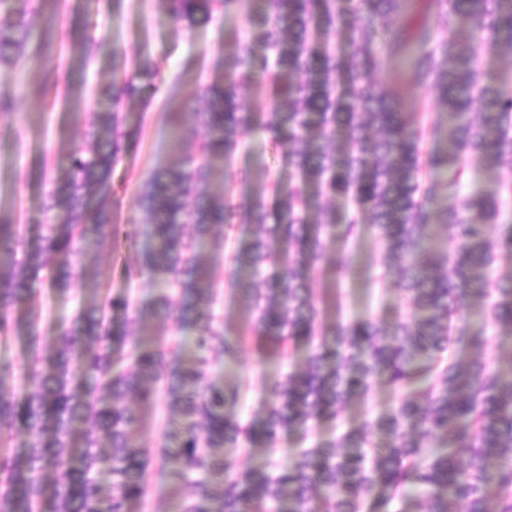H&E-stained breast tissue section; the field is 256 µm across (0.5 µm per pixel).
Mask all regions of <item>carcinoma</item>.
I'll return each mask as SVG.
<instances>
[{
	"label": "carcinoma",
	"mask_w": 512,
	"mask_h": 512,
	"mask_svg": "<svg viewBox=\"0 0 512 512\" xmlns=\"http://www.w3.org/2000/svg\"><path fill=\"white\" fill-rule=\"evenodd\" d=\"M425 4L429 22L414 20L415 0H261L248 14L224 85L209 88L195 113L203 141L140 186L148 244L125 276L149 278L148 306L104 293L98 273L71 260L108 240L137 249L135 233L112 223V175L133 142L123 113H94L35 235L0 224V344L25 346L12 384L0 369V512H136L153 463L137 433L159 406L172 512H512V375L454 355L482 344L469 331L473 310L512 329V271L488 283L500 257H512V222L502 220L512 186L488 196L466 183L472 168L512 169V95L480 67L484 49L512 56V0ZM165 6L183 23L246 9L248 0ZM27 13L25 0H0L3 68L46 52ZM388 18L380 43L375 24ZM347 32L359 37L338 54L329 40ZM395 56L415 87L435 93L441 111L430 123L371 80ZM258 85L273 106L242 104L240 89ZM169 125L180 144L186 114L169 113ZM258 134L285 147L288 191L232 169ZM427 135L440 147L423 166ZM443 185L457 205L435 210ZM338 197L351 203L343 214ZM239 215L255 231L234 243L228 284L248 318L229 336L205 249L227 246L230 235L214 240L213 231L232 229ZM363 221L380 244L385 287L411 316L327 325L314 266L340 239L334 269L347 276ZM440 227L451 230V245L438 242ZM45 284L55 297L84 287L68 323L53 326L50 351ZM155 320L173 323L177 336L152 335ZM247 341L273 359L288 344L306 353L301 369L268 381L262 414L243 423L240 386L213 372L236 362ZM376 382L396 396L389 410L293 450L283 465H244L229 452L267 454L282 433L338 420Z\"/></svg>",
	"instance_id": "cac0c4a2"
}]
</instances>
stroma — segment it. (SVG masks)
I'll list each match as a JSON object with an SVG mask.
<instances>
[{
    "instance_id": "stroma-1",
    "label": "stroma",
    "mask_w": 512,
    "mask_h": 512,
    "mask_svg": "<svg viewBox=\"0 0 512 512\" xmlns=\"http://www.w3.org/2000/svg\"><path fill=\"white\" fill-rule=\"evenodd\" d=\"M30 13V24L42 31L50 49L39 64L20 62L0 73V95L13 106L0 114V224H19L35 230L44 220V203L51 181L60 175L67 155L80 147L86 123L94 112L110 107L119 93V78L133 69H147L151 78L139 79L140 90L122 102L129 128L137 130L135 143L121 157L112 180V219L132 224L138 243L146 241V220L139 206V186L151 172L177 163L171 151L167 118L174 110L192 113L205 90L224 79V59L244 36L248 19L238 13H216L194 23L172 24L162 0H40ZM95 39L100 49L87 58L82 47ZM59 82L46 97L30 93L45 73ZM377 82L401 93L407 111L436 112L434 95L407 86L401 62H392ZM236 170L270 173L280 183L289 180L282 149L272 141L251 140L249 150L236 153ZM358 262L342 286H335L331 258L315 270L316 296L326 321L340 318L387 320L408 318L411 308L396 291L382 287V270L375 260L377 239L372 227L362 225L356 241ZM99 278L112 295L130 293L135 302L149 304L153 288L147 280L126 285L124 268L135 255L111 244L89 253ZM483 333L480 347L458 349L467 360L482 356L502 371L512 370V332L486 326L481 316L471 319ZM278 364L261 360L254 347L241 351L235 364L224 368L226 380L241 385L239 411L249 418L261 411L265 380L278 373ZM394 403L386 386L376 384L366 399L353 401L339 421H320L311 435L294 432L281 436V448H308L332 438L337 428L358 424L365 416L387 411Z\"/></svg>"
}]
</instances>
